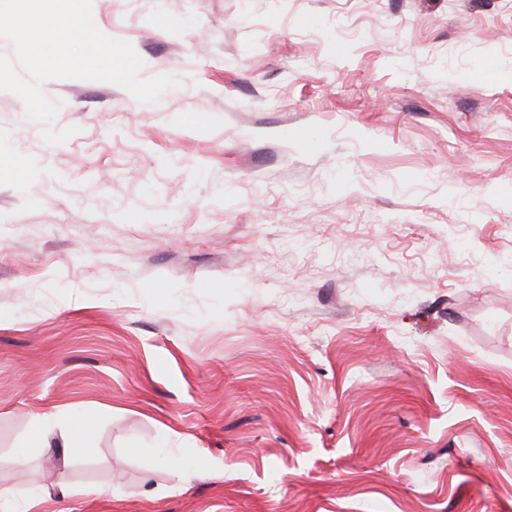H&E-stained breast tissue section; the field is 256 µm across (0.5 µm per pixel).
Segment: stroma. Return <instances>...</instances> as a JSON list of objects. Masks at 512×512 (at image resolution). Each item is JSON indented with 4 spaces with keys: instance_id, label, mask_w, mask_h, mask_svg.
Here are the masks:
<instances>
[{
    "instance_id": "stroma-1",
    "label": "stroma",
    "mask_w": 512,
    "mask_h": 512,
    "mask_svg": "<svg viewBox=\"0 0 512 512\" xmlns=\"http://www.w3.org/2000/svg\"><path fill=\"white\" fill-rule=\"evenodd\" d=\"M92 16L181 84L0 91V512H512V0Z\"/></svg>"
}]
</instances>
